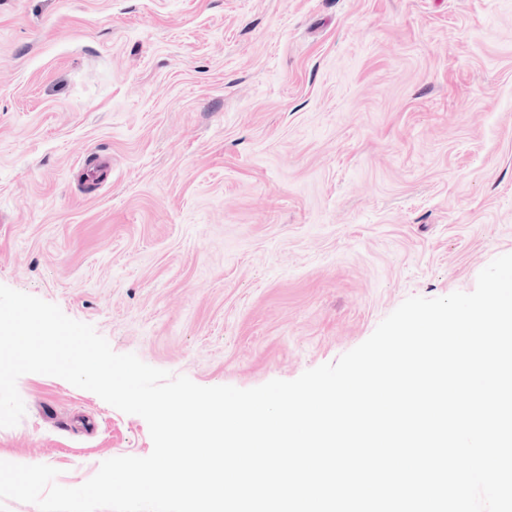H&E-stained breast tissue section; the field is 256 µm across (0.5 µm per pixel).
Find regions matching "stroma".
<instances>
[{"label":"stroma","mask_w":512,"mask_h":512,"mask_svg":"<svg viewBox=\"0 0 512 512\" xmlns=\"http://www.w3.org/2000/svg\"><path fill=\"white\" fill-rule=\"evenodd\" d=\"M509 253L512 0H0V284L115 352L293 380ZM17 389L0 460L77 487L153 449L64 379Z\"/></svg>","instance_id":"stroma-1"}]
</instances>
